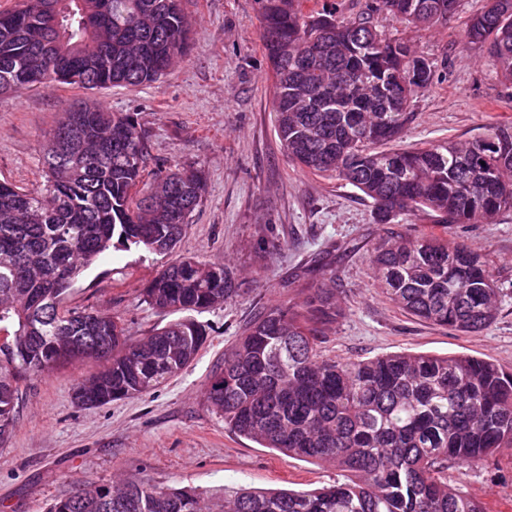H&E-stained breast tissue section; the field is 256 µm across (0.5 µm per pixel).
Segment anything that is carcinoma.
<instances>
[{
	"instance_id": "obj_1",
	"label": "carcinoma",
	"mask_w": 512,
	"mask_h": 512,
	"mask_svg": "<svg viewBox=\"0 0 512 512\" xmlns=\"http://www.w3.org/2000/svg\"><path fill=\"white\" fill-rule=\"evenodd\" d=\"M260 0L274 78L276 131L288 160L345 181L375 206V223L422 212L436 224H482L512 209V125L458 143L379 149L411 118L435 67L369 16L339 19L335 0ZM459 0H376L402 22L430 27ZM464 41L485 49L512 86V0H483ZM181 0H22L0 12V88L46 82L84 89L161 79L187 52ZM85 152L42 158L30 190L0 181V444L12 433L26 382L68 364L99 369L79 384L87 405L150 393L181 373L207 341L191 317L238 293L221 264L182 258L143 289L151 308L182 317L134 344L108 313L64 307L81 272L110 248L175 252L205 191L198 167L142 179L147 152L131 114L91 102L64 112ZM382 293L420 319L469 333L495 317L490 259L435 233L390 235L370 252ZM339 314L333 288L278 303L254 319L209 380L224 424L264 448L327 463L345 480L307 491L238 488L213 495L215 512H488L448 484V464L512 451V372L458 354L393 353L330 359L318 343ZM203 493L130 481L79 488L48 512H201Z\"/></svg>"
}]
</instances>
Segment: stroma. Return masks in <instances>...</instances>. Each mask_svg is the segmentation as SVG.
I'll use <instances>...</instances> for the list:
<instances>
[{
	"label": "stroma",
	"mask_w": 512,
	"mask_h": 512,
	"mask_svg": "<svg viewBox=\"0 0 512 512\" xmlns=\"http://www.w3.org/2000/svg\"><path fill=\"white\" fill-rule=\"evenodd\" d=\"M192 21L187 54L158 82L84 89L62 82L0 97V181L32 189L40 182L46 136L72 102L92 99L134 116L148 172L202 166L203 199L177 257L225 265L237 297L197 314L208 340L195 360L154 392L83 405L75 388L95 363L62 366L28 382L15 429L0 447V512H47L83 484L141 479L164 487L290 488L334 484L336 468L303 461L237 435L212 410L205 390L224 353L263 307L298 302L336 273L341 314L323 338L328 358H371L409 351L468 354L512 369V210L484 224H434L425 214L397 232H430L488 255L499 287L495 320L460 333L421 321L377 288L369 252L386 227L370 199L344 181L288 161L275 131L273 76L262 46L257 0H182ZM482 0H459L447 22L416 28L388 12L378 28L433 62L435 80L412 103L396 145L470 141L512 123V98L486 55L465 45L466 19ZM164 259L137 248L108 251L75 282L69 306L107 312L130 341L172 321L148 307L142 290ZM448 481L489 512H512V452L492 463L449 465Z\"/></svg>",
	"instance_id": "35a3bbf8"
}]
</instances>
